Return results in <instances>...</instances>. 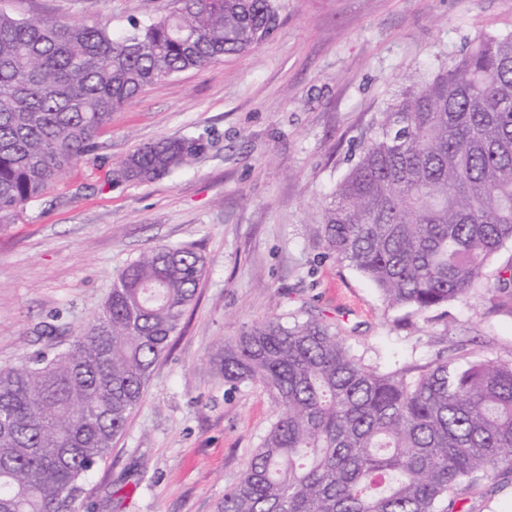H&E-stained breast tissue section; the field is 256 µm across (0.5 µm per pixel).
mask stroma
<instances>
[{
	"mask_svg": "<svg viewBox=\"0 0 512 512\" xmlns=\"http://www.w3.org/2000/svg\"><path fill=\"white\" fill-rule=\"evenodd\" d=\"M168 0H6L37 19L102 20L163 12ZM273 33L230 56L148 87L113 112L99 147L36 202L0 224V366L39 350L44 322L85 324L114 274L161 245L193 243L207 272L179 333L156 363L142 403L93 471L76 512H217L276 420L258 384L226 383L225 341L268 318L329 324L365 362L421 366L467 345L512 358V308L490 289L506 245L480 285L402 325L362 275L326 249L321 211L416 72L448 66L482 34L512 35V0H276ZM199 137L183 171L112 183L135 148ZM453 512H512V470L483 480Z\"/></svg>",
	"mask_w": 512,
	"mask_h": 512,
	"instance_id": "35a3bbf8",
	"label": "stroma"
}]
</instances>
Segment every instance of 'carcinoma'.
Segmentation results:
<instances>
[{"instance_id":"1","label":"carcinoma","mask_w":512,"mask_h":512,"mask_svg":"<svg viewBox=\"0 0 512 512\" xmlns=\"http://www.w3.org/2000/svg\"><path fill=\"white\" fill-rule=\"evenodd\" d=\"M275 21V0H171L120 33L0 9V224L97 149L116 109L254 49ZM204 150L193 137L147 144L112 181L171 176ZM321 231L390 308L422 315L470 295L512 243V35L478 37L380 113ZM205 272L191 244L155 248L116 272L65 349L48 323L43 349L0 367V512L72 510ZM494 292L512 304V261ZM217 367L262 385L278 409L218 512H448L512 469V360L440 355L410 377L365 363L318 320L269 319L225 342Z\"/></svg>"}]
</instances>
